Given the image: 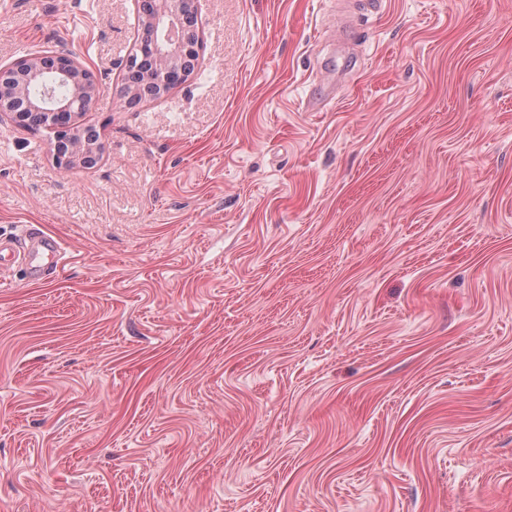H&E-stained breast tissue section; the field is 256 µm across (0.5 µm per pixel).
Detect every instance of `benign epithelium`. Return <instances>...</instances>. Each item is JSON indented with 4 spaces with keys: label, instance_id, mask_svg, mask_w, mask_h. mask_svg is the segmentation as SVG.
Returning a JSON list of instances; mask_svg holds the SVG:
<instances>
[{
    "label": "benign epithelium",
    "instance_id": "benign-epithelium-1",
    "mask_svg": "<svg viewBox=\"0 0 512 512\" xmlns=\"http://www.w3.org/2000/svg\"><path fill=\"white\" fill-rule=\"evenodd\" d=\"M182 5L183 0H144L139 17L141 39L149 42L156 67L141 82L136 75L130 76L132 93L156 87L165 93L187 80V76L177 74V66L199 55L201 41L193 30L191 13L183 12ZM50 74L58 84L68 87L67 95L57 96L45 84ZM6 85L12 88V95L0 94V113L20 126L34 124L49 129L54 135L57 167L70 170L85 165L95 135L91 130L77 129L75 118L90 111L100 96L93 72L65 50L36 52L0 67V89ZM36 86L43 88L42 94L29 95V89Z\"/></svg>",
    "mask_w": 512,
    "mask_h": 512
}]
</instances>
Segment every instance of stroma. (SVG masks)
<instances>
[{
	"mask_svg": "<svg viewBox=\"0 0 512 512\" xmlns=\"http://www.w3.org/2000/svg\"><path fill=\"white\" fill-rule=\"evenodd\" d=\"M195 8L129 105L139 0H0L101 90L91 167L0 121L65 250L0 288V512H512V0Z\"/></svg>",
	"mask_w": 512,
	"mask_h": 512,
	"instance_id": "stroma-1",
	"label": "stroma"
}]
</instances>
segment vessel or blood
I'll return each mask as SVG.
<instances>
[{
	"label": "vessel or blood",
	"mask_w": 512,
	"mask_h": 512,
	"mask_svg": "<svg viewBox=\"0 0 512 512\" xmlns=\"http://www.w3.org/2000/svg\"><path fill=\"white\" fill-rule=\"evenodd\" d=\"M63 247L54 237L39 232L26 233L22 243L0 240V267L21 263L34 279L55 273Z\"/></svg>",
	"instance_id": "1"
}]
</instances>
